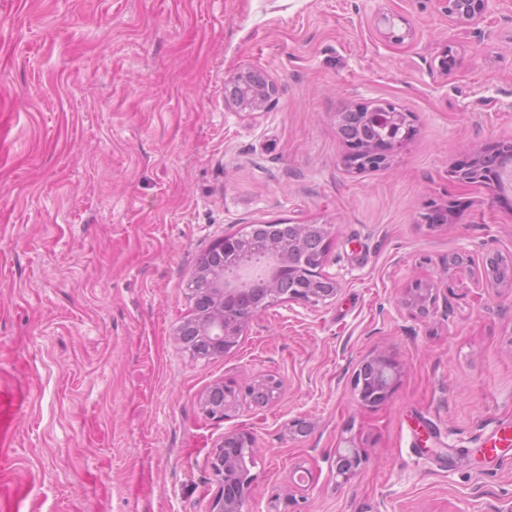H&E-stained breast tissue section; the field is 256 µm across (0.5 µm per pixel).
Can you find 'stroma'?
I'll return each instance as SVG.
<instances>
[{
  "label": "stroma",
  "mask_w": 512,
  "mask_h": 512,
  "mask_svg": "<svg viewBox=\"0 0 512 512\" xmlns=\"http://www.w3.org/2000/svg\"><path fill=\"white\" fill-rule=\"evenodd\" d=\"M382 12L411 38L389 42ZM239 71L276 83L268 111L225 107ZM375 100L417 134L354 173L336 114ZM510 141L512 0L473 26L432 0H0V397H26L0 512H210L230 430L258 448L245 512L512 507V444L480 456L512 424V287L475 285L483 252L512 259V193L449 177ZM435 202L447 223L423 221ZM277 223L330 225L338 295L267 307L225 354L177 348L199 259ZM418 281L437 299L415 318ZM381 352L400 376L366 407L351 380ZM260 373L274 402L200 412ZM298 415L315 427L289 436ZM348 439L364 461L344 481ZM437 289L432 283L415 282L400 301L402 308L411 316L427 314L435 304ZM264 386H271L274 390L272 396L266 403L254 401L250 395L251 391L263 392ZM280 388L281 381L271 374H259L255 376L244 390L235 384H228L222 381L215 383L201 396L199 406L205 416L214 419H224L228 413L236 411L242 405L243 400L247 397H249L250 401L256 405H264L277 397ZM222 391L226 396L224 405L221 407L212 406L210 403L212 402L213 394H220Z\"/></svg>",
  "instance_id": "1"
}]
</instances>
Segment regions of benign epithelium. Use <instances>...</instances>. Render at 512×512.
<instances>
[{"label":"benign epithelium","mask_w":512,"mask_h":512,"mask_svg":"<svg viewBox=\"0 0 512 512\" xmlns=\"http://www.w3.org/2000/svg\"><path fill=\"white\" fill-rule=\"evenodd\" d=\"M435 9L451 22L459 25H478L493 11L497 0H434ZM259 87L255 95L242 102L229 97L225 105L238 112H264L271 105L277 93L276 85L267 78H258ZM367 119L385 129V134L375 139H362L353 145V152L345 158V166L356 171L366 168L377 170L385 167L391 155L403 149L416 135L412 114L405 112L388 101H374L367 107ZM454 181L459 183L484 182L501 191L512 188V144L500 143L491 154L476 150L470 159L457 166L453 172ZM328 224H298L296 234L288 240L269 238L260 242L255 249L265 253L274 264L271 273L262 278L264 289L259 299L246 305L245 295L235 288V283L224 279V261L233 258L242 250L249 234H226L214 245L220 261L208 269H199L193 280H202L205 287L192 292L200 293L206 305L198 311L200 335L217 346L215 352L226 353L233 349L250 321L263 309L275 302L296 303L305 308H315L334 298L340 291V282L335 275L323 271L326 252H321L319 260L311 262V277L330 285L328 292L318 288H299L285 291L281 288L280 276L291 272L293 257L306 249L313 237L329 236ZM500 255H487L483 261L485 276L478 280L483 288H496L511 281L497 276ZM437 289L431 283L418 281L409 288L400 301L402 308L411 316L427 314L435 304ZM367 364L373 365L381 377V384L372 395H367L363 384L352 378V387L359 402L376 405L386 401L392 391L400 368L395 359L381 353L361 361L358 370ZM273 389L272 397H277L281 381L271 374L255 376L244 389L225 382L211 386L199 400L202 413L210 418L222 419L236 411L244 399L253 391L261 392L263 387ZM314 423L310 419L297 416L288 420L287 429L291 436H302L311 432ZM257 448L253 435L244 431H226L224 438L215 446L212 469L217 480L222 483L221 491L213 501L211 512H243L247 491L252 480L245 459L254 458ZM340 457L337 474L347 480L359 468L363 457L359 448L349 445L337 449Z\"/></svg>","instance_id":"obj_1"}]
</instances>
